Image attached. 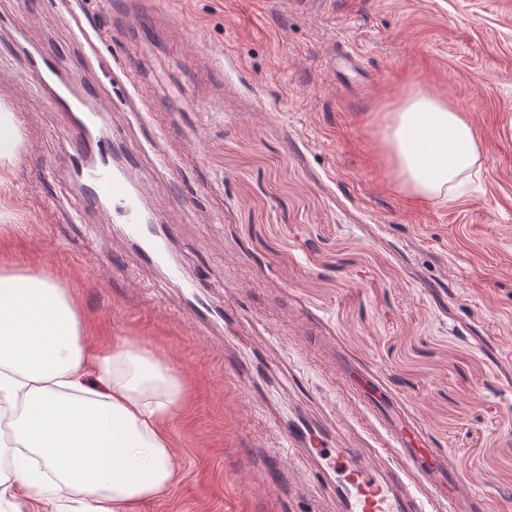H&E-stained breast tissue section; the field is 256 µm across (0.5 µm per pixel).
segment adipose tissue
I'll use <instances>...</instances> for the list:
<instances>
[{
  "label": "adipose tissue",
  "instance_id": "obj_1",
  "mask_svg": "<svg viewBox=\"0 0 512 512\" xmlns=\"http://www.w3.org/2000/svg\"><path fill=\"white\" fill-rule=\"evenodd\" d=\"M384 143L399 187L435 203L455 197L482 155L472 122L420 89L390 114ZM84 336L55 278L0 262V403L17 445L0 508L23 488L44 512H139L179 476L166 431L185 407L179 376L128 338L94 353Z\"/></svg>",
  "mask_w": 512,
  "mask_h": 512
}]
</instances>
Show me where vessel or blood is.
I'll return each mask as SVG.
<instances>
[{
    "mask_svg": "<svg viewBox=\"0 0 512 512\" xmlns=\"http://www.w3.org/2000/svg\"><path fill=\"white\" fill-rule=\"evenodd\" d=\"M26 60L38 86L52 96L60 111L71 116L63 135L70 146L69 168L77 184V195L70 203L74 218H81L90 208L101 210L107 223L119 225L141 264L164 271L170 282L182 285L181 271L169 262L168 242L150 221L144 192L129 177L133 155L122 152L104 128L107 108L99 91L73 83L54 55L35 51ZM186 306L201 335L224 317L198 289L190 290ZM226 367L245 382L255 378L263 364L257 355H237ZM262 405L282 443L305 452L311 484L331 512H432L440 502L447 504L448 512H473L472 500L455 495L457 480L446 459L434 449L412 445L376 403H369L368 408L385 431L384 444L398 455L399 464L380 463L377 449L360 433L333 443L313 423L283 418L271 399H264Z\"/></svg>",
    "mask_w": 512,
    "mask_h": 512,
    "instance_id": "vessel-or-blood-1",
    "label": "vessel or blood"
}]
</instances>
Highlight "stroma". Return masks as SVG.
<instances>
[{
	"label": "stroma",
	"mask_w": 512,
	"mask_h": 512,
	"mask_svg": "<svg viewBox=\"0 0 512 512\" xmlns=\"http://www.w3.org/2000/svg\"><path fill=\"white\" fill-rule=\"evenodd\" d=\"M78 2L0 0V104L23 132L0 172V242L68 289L89 345L127 337L183 375L180 475L143 512H324L250 391L375 435L341 362L447 458L476 512H512V0ZM81 26L102 35L82 77L108 125L152 144L132 179L175 261L232 315L209 335L120 233L71 219L67 116L17 38L81 67ZM414 89L464 110L484 145L449 203L402 192L381 142ZM257 348L275 373L233 381L225 354Z\"/></svg>",
	"instance_id": "obj_1"
}]
</instances>
